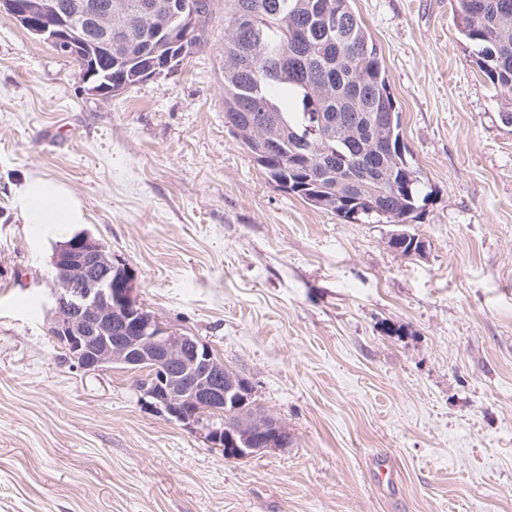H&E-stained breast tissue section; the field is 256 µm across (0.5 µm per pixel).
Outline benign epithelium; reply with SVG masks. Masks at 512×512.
I'll return each mask as SVG.
<instances>
[{
    "mask_svg": "<svg viewBox=\"0 0 512 512\" xmlns=\"http://www.w3.org/2000/svg\"><path fill=\"white\" fill-rule=\"evenodd\" d=\"M194 0H177L172 20L196 19ZM21 27L85 61L94 94H112V78L91 80L100 57H112V17L78 0L61 12L54 0H0ZM53 13L50 25L38 17ZM105 246L89 232L61 244L53 262V335L68 358L86 371L120 364L146 373L138 388L149 405L198 433L228 459H245L282 444L280 422L270 414L246 418L252 383L224 364L206 343L178 333L149 313L133 295L132 277L119 263L104 274L89 267L105 259Z\"/></svg>",
    "mask_w": 512,
    "mask_h": 512,
    "instance_id": "benign-epithelium-1",
    "label": "benign epithelium"
}]
</instances>
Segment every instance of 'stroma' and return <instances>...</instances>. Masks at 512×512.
<instances>
[{
	"instance_id": "stroma-1",
	"label": "stroma",
	"mask_w": 512,
	"mask_h": 512,
	"mask_svg": "<svg viewBox=\"0 0 512 512\" xmlns=\"http://www.w3.org/2000/svg\"><path fill=\"white\" fill-rule=\"evenodd\" d=\"M430 198L410 232L270 183L224 125V0L178 71L88 94L0 11V512H512V124L452 0H353ZM53 177L138 301L248 378L292 441L228 460L88 373L51 332L56 240L14 189ZM394 483L377 486L374 455ZM421 241V238L416 233H411L407 229H399L392 233L389 242L397 253L403 256H410L421 253L419 251Z\"/></svg>"
}]
</instances>
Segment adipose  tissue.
Wrapping results in <instances>:
<instances>
[{
	"instance_id": "1",
	"label": "adipose tissue",
	"mask_w": 512,
	"mask_h": 512,
	"mask_svg": "<svg viewBox=\"0 0 512 512\" xmlns=\"http://www.w3.org/2000/svg\"><path fill=\"white\" fill-rule=\"evenodd\" d=\"M15 200L24 223L48 237L85 221L79 200L63 184L43 174L25 177L16 189Z\"/></svg>"
}]
</instances>
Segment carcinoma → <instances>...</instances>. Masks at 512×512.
<instances>
[{"label":"carcinoma","instance_id":"carcinoma-1","mask_svg":"<svg viewBox=\"0 0 512 512\" xmlns=\"http://www.w3.org/2000/svg\"><path fill=\"white\" fill-rule=\"evenodd\" d=\"M112 11L113 93L155 66L169 73L206 43L213 0L188 30L168 0H90ZM474 63L512 105V0H454ZM224 126L283 192L346 221L397 224L391 247L419 253L406 230L430 192L404 142L379 50L352 0H224ZM375 112L388 119L374 122Z\"/></svg>","mask_w":512,"mask_h":512}]
</instances>
